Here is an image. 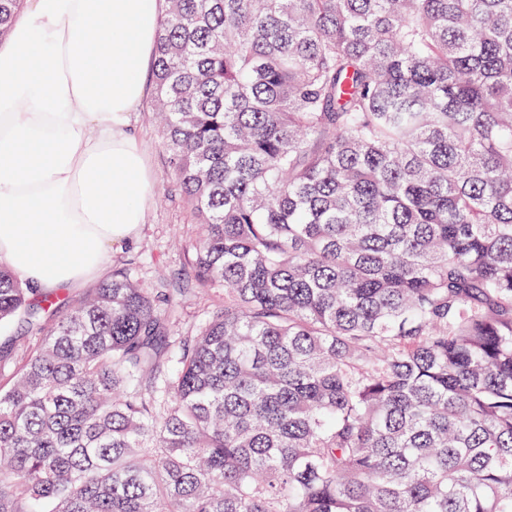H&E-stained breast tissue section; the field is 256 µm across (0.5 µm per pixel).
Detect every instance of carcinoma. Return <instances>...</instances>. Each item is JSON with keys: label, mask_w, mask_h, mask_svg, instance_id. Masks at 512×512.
<instances>
[{"label": "carcinoma", "mask_w": 512, "mask_h": 512, "mask_svg": "<svg viewBox=\"0 0 512 512\" xmlns=\"http://www.w3.org/2000/svg\"><path fill=\"white\" fill-rule=\"evenodd\" d=\"M150 83L224 304L0 264V512H512V0H167Z\"/></svg>", "instance_id": "cac0c4a2"}]
</instances>
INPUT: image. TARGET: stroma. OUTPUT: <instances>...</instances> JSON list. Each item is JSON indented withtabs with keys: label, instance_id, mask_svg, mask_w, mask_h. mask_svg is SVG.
I'll return each mask as SVG.
<instances>
[{
	"label": "stroma",
	"instance_id": "1",
	"mask_svg": "<svg viewBox=\"0 0 512 512\" xmlns=\"http://www.w3.org/2000/svg\"><path fill=\"white\" fill-rule=\"evenodd\" d=\"M150 107V101H143L133 115L132 129L155 175L157 190L135 238L113 243L108 265L130 267L142 287L179 292L174 314L183 333L189 334L207 311L223 304L224 290L211 287L199 291L194 287L187 251L196 240L198 226L174 183Z\"/></svg>",
	"mask_w": 512,
	"mask_h": 512
}]
</instances>
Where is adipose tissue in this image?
I'll use <instances>...</instances> for the list:
<instances>
[{
  "mask_svg": "<svg viewBox=\"0 0 512 512\" xmlns=\"http://www.w3.org/2000/svg\"><path fill=\"white\" fill-rule=\"evenodd\" d=\"M164 0H26L0 38V260L49 294L106 273L155 177L131 116Z\"/></svg>",
  "mask_w": 512,
  "mask_h": 512,
  "instance_id": "ef3b65f1",
  "label": "adipose tissue"
}]
</instances>
